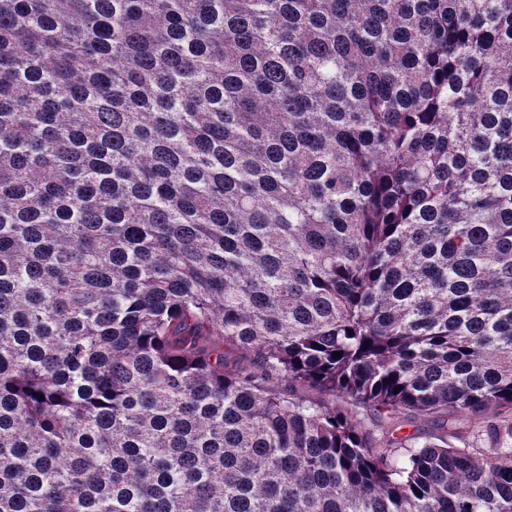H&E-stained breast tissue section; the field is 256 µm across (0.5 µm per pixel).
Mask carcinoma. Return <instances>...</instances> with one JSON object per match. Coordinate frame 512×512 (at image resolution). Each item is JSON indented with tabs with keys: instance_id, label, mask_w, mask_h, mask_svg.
Returning a JSON list of instances; mask_svg holds the SVG:
<instances>
[{
	"instance_id": "1",
	"label": "carcinoma",
	"mask_w": 512,
	"mask_h": 512,
	"mask_svg": "<svg viewBox=\"0 0 512 512\" xmlns=\"http://www.w3.org/2000/svg\"><path fill=\"white\" fill-rule=\"evenodd\" d=\"M0 512H512V0H0Z\"/></svg>"
}]
</instances>
